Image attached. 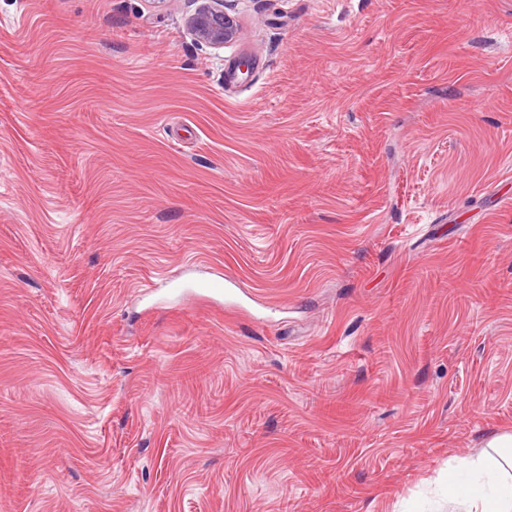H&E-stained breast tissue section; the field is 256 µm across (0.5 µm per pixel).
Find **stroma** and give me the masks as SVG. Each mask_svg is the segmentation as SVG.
I'll return each mask as SVG.
<instances>
[{"label":"stroma","instance_id":"obj_1","mask_svg":"<svg viewBox=\"0 0 512 512\" xmlns=\"http://www.w3.org/2000/svg\"><path fill=\"white\" fill-rule=\"evenodd\" d=\"M201 3L0 0V512H448L512 434V0ZM195 36L216 48L237 39L239 31L232 16L224 13L223 0H207L189 20Z\"/></svg>","mask_w":512,"mask_h":512}]
</instances>
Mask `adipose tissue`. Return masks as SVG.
<instances>
[{
	"label": "adipose tissue",
	"instance_id": "1",
	"mask_svg": "<svg viewBox=\"0 0 512 512\" xmlns=\"http://www.w3.org/2000/svg\"><path fill=\"white\" fill-rule=\"evenodd\" d=\"M468 476L448 472L451 512H512V435L496 437L488 453L467 463Z\"/></svg>",
	"mask_w": 512,
	"mask_h": 512
}]
</instances>
